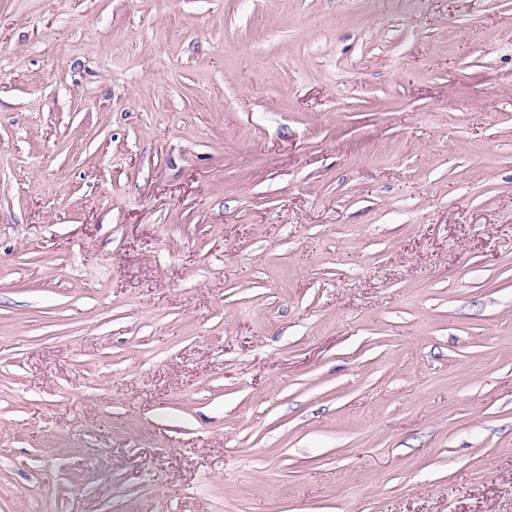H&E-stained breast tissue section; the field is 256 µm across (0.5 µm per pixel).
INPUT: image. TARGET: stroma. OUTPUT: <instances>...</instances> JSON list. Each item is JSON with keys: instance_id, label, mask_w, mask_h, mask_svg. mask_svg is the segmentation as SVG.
<instances>
[{"instance_id": "1", "label": "stroma", "mask_w": 512, "mask_h": 512, "mask_svg": "<svg viewBox=\"0 0 512 512\" xmlns=\"http://www.w3.org/2000/svg\"><path fill=\"white\" fill-rule=\"evenodd\" d=\"M0 512H512V0H0Z\"/></svg>"}]
</instances>
